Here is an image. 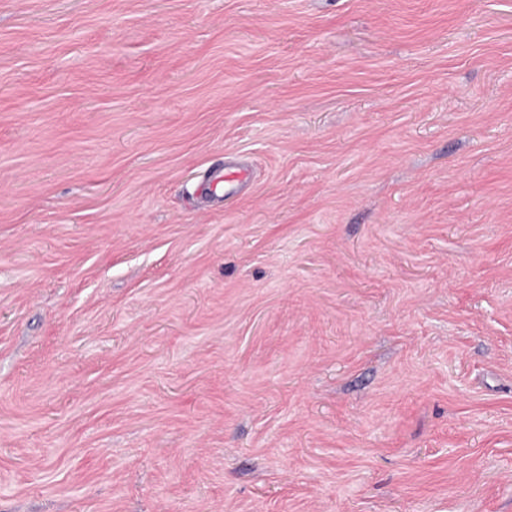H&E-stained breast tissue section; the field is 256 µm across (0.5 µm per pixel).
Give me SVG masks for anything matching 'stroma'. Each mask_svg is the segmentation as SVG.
Masks as SVG:
<instances>
[{
  "label": "stroma",
  "instance_id": "obj_1",
  "mask_svg": "<svg viewBox=\"0 0 512 512\" xmlns=\"http://www.w3.org/2000/svg\"><path fill=\"white\" fill-rule=\"evenodd\" d=\"M0 512H512V0H0Z\"/></svg>",
  "mask_w": 512,
  "mask_h": 512
}]
</instances>
